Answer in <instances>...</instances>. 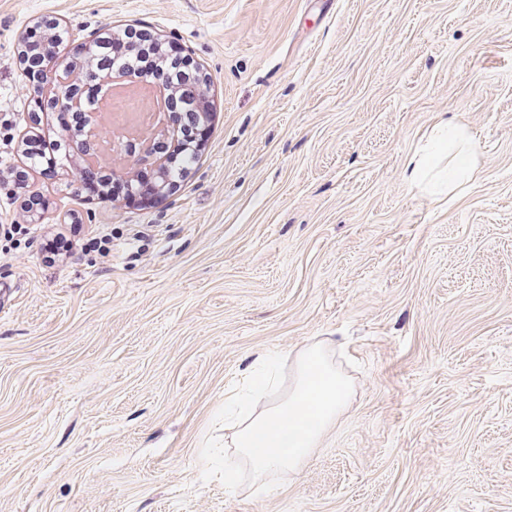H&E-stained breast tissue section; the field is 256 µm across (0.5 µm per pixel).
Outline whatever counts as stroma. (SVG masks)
Wrapping results in <instances>:
<instances>
[{
    "mask_svg": "<svg viewBox=\"0 0 512 512\" xmlns=\"http://www.w3.org/2000/svg\"><path fill=\"white\" fill-rule=\"evenodd\" d=\"M46 17L205 73L200 160L154 201L8 178ZM441 116L478 159L444 204L406 177ZM1 224L0 512H512V0H0ZM75 224L110 256L45 263ZM326 338L354 391L303 467L203 481L233 386ZM72 249L70 238L61 234H49L42 242L44 260L49 264L67 256Z\"/></svg>",
    "mask_w": 512,
    "mask_h": 512,
    "instance_id": "obj_1",
    "label": "stroma"
}]
</instances>
